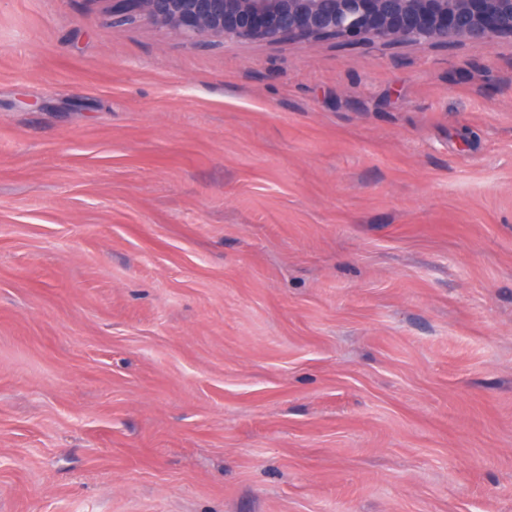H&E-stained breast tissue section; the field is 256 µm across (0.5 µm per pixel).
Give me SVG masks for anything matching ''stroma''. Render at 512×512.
<instances>
[{
    "mask_svg": "<svg viewBox=\"0 0 512 512\" xmlns=\"http://www.w3.org/2000/svg\"><path fill=\"white\" fill-rule=\"evenodd\" d=\"M0 512H512V41L0 0Z\"/></svg>",
    "mask_w": 512,
    "mask_h": 512,
    "instance_id": "1",
    "label": "stroma"
}]
</instances>
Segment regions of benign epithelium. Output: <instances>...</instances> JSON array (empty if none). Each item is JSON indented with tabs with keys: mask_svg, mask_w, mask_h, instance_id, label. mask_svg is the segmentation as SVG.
Returning <instances> with one entry per match:
<instances>
[{
	"mask_svg": "<svg viewBox=\"0 0 512 512\" xmlns=\"http://www.w3.org/2000/svg\"><path fill=\"white\" fill-rule=\"evenodd\" d=\"M112 3V27L135 20L171 29L193 44L314 42L487 47L512 40V0H92Z\"/></svg>",
	"mask_w": 512,
	"mask_h": 512,
	"instance_id": "7a95c632",
	"label": "benign epithelium"
}]
</instances>
